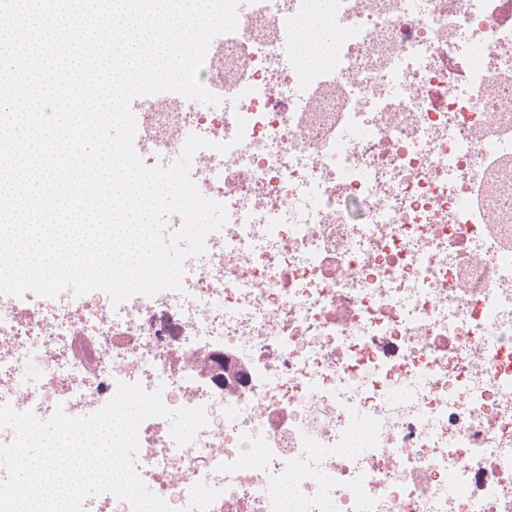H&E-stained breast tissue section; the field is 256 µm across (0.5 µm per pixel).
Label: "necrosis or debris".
I'll list each match as a JSON object with an SVG mask.
<instances>
[{
	"label": "necrosis or debris",
	"instance_id": "1",
	"mask_svg": "<svg viewBox=\"0 0 512 512\" xmlns=\"http://www.w3.org/2000/svg\"><path fill=\"white\" fill-rule=\"evenodd\" d=\"M319 9L327 61H284ZM199 79L139 97L136 151L209 140L226 223L177 291L0 294V406L204 408L139 427L173 512H512V0H256Z\"/></svg>",
	"mask_w": 512,
	"mask_h": 512
}]
</instances>
